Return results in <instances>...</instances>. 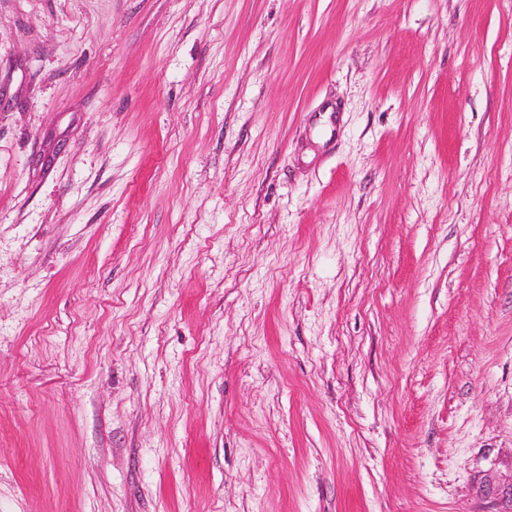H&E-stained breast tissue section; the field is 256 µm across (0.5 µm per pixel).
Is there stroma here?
I'll list each match as a JSON object with an SVG mask.
<instances>
[{"label":"stroma","mask_w":512,"mask_h":512,"mask_svg":"<svg viewBox=\"0 0 512 512\" xmlns=\"http://www.w3.org/2000/svg\"><path fill=\"white\" fill-rule=\"evenodd\" d=\"M0 512H512V0H0Z\"/></svg>","instance_id":"35a3bbf8"}]
</instances>
